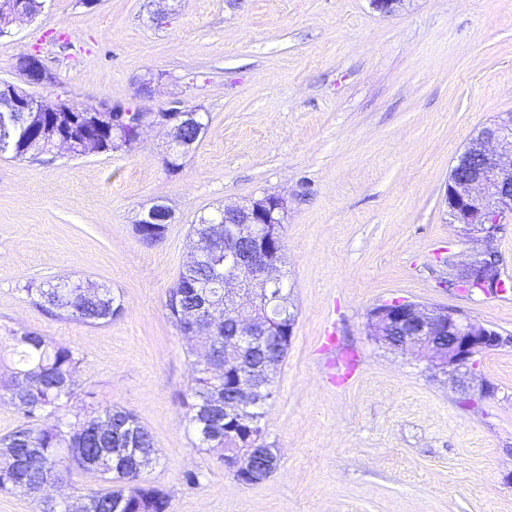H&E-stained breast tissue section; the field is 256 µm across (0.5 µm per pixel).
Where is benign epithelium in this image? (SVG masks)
<instances>
[{"mask_svg":"<svg viewBox=\"0 0 512 512\" xmlns=\"http://www.w3.org/2000/svg\"><path fill=\"white\" fill-rule=\"evenodd\" d=\"M17 67L24 85L0 82V127L6 128L16 112H35L40 103L33 89L49 78L40 55L27 53L18 59ZM102 112L112 113V123H119L141 108L125 104L105 105ZM199 109L143 113L142 127L170 126L169 150L163 159L172 166V155L182 154L189 143L183 130L196 123ZM47 143L65 148L78 141L70 131L56 129L46 134ZM446 204L451 223L462 226L468 234H481L490 239L503 224L512 222V114L482 127L470 139L452 168L446 191ZM288 208L285 199L266 194L245 204L224 206V214L236 219L233 227H224V299L236 304L233 322L235 334L224 337L225 351L237 356L242 346L257 342L270 350L282 335L277 315L269 312L277 302V280L283 256L282 224ZM173 222L172 211L164 204L152 206L139 220L141 224L157 222L159 214ZM263 281L264 292L254 285ZM459 284L478 285L492 293L505 285L499 260L492 254L480 253L460 264ZM371 335L378 340L411 352L427 363V368L440 370L456 382L471 375L476 357L512 345L493 326L468 316L459 309H431L406 300H393L371 310ZM224 468L240 483L249 484L258 459L271 466L266 448H241L230 437H224Z\"/></svg>","mask_w":512,"mask_h":512,"instance_id":"1","label":"benign epithelium"}]
</instances>
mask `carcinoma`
<instances>
[{"mask_svg":"<svg viewBox=\"0 0 512 512\" xmlns=\"http://www.w3.org/2000/svg\"><path fill=\"white\" fill-rule=\"evenodd\" d=\"M75 121L79 126L92 122L87 115L66 112H21L16 125L0 130V153L10 151L16 158L37 157L51 152L44 145L42 126L48 121ZM143 131L140 122H127L111 137L104 152L127 151L138 143ZM221 212L201 214L192 225L199 259L179 271L167 299L168 317L184 333L185 314L196 310L198 299L210 300V312L201 319L194 335L209 345L212 355L224 363V336L231 330L233 314L224 306V236L214 220ZM165 224H138L136 232L147 242L150 237L162 238ZM35 293L37 305L59 319H72L87 324H103L122 311L121 302L112 289L84 287L68 278L46 288L28 285ZM3 358L13 365L9 379L0 381V399L9 403L24 419L15 431L0 438V447L7 461L0 465V491L36 496L51 483H65L72 470L94 471L107 487L86 498L93 503V512H113V505L122 502L127 512H168L169 500L160 490L145 487L133 474L142 453L154 448L153 437L136 414L128 409L105 407L87 417L109 423V429L97 438H84L76 433L79 424L60 415L62 407L76 394L75 376L82 363L71 346L38 332L12 333L0 341ZM225 385L210 382L207 370L192 367L189 403L190 424L199 448H224V399H235L239 373L237 365L226 367ZM256 376L260 388L253 400L234 415L240 426H250L262 436L263 406L272 396L270 370L259 366ZM56 416L51 426L41 427L33 421L41 415Z\"/></svg>","mask_w":512,"mask_h":512,"instance_id":"1","label":"carcinoma"}]
</instances>
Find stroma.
Returning a JSON list of instances; mask_svg holds the SVG:
<instances>
[{"label": "stroma", "instance_id": "35a3bbf8", "mask_svg": "<svg viewBox=\"0 0 512 512\" xmlns=\"http://www.w3.org/2000/svg\"><path fill=\"white\" fill-rule=\"evenodd\" d=\"M35 50L52 76L40 98L209 115L175 173L162 127L127 151L0 153V336L80 353L70 421L133 411L157 449L142 478L169 512H512V347L479 357L464 391L367 327L407 299L512 334V223L489 244L507 290L470 291L455 266L476 244L445 205L474 132L512 113V0H403L391 15L369 0H45L0 37V82L21 83L17 58ZM265 193L288 202L295 325L262 421L279 467L248 486L197 445L194 356L166 301L197 216ZM158 203L174 220L143 242L135 226ZM65 277L111 288L122 313L62 320L25 291Z\"/></svg>", "mask_w": 512, "mask_h": 512}]
</instances>
